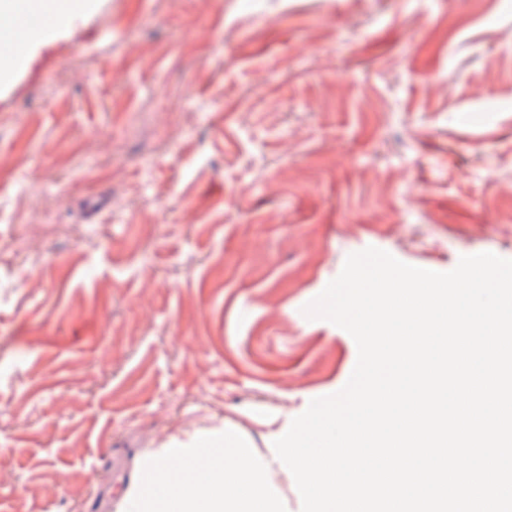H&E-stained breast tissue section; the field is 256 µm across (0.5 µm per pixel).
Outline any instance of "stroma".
<instances>
[{
  "label": "stroma",
  "mask_w": 512,
  "mask_h": 512,
  "mask_svg": "<svg viewBox=\"0 0 512 512\" xmlns=\"http://www.w3.org/2000/svg\"><path fill=\"white\" fill-rule=\"evenodd\" d=\"M0 87V512H124L147 462L273 443L373 246L512 259V0H98Z\"/></svg>",
  "instance_id": "35a3bbf8"
}]
</instances>
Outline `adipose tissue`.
I'll return each instance as SVG.
<instances>
[{"mask_svg": "<svg viewBox=\"0 0 512 512\" xmlns=\"http://www.w3.org/2000/svg\"><path fill=\"white\" fill-rule=\"evenodd\" d=\"M95 9L96 0H0L2 18L25 12L42 19L26 29L19 51L0 53V73L11 74L19 55L36 54ZM253 468L243 449L226 447L221 439L174 449L149 463L134 512H272L266 484L250 476Z\"/></svg>", "mask_w": 512, "mask_h": 512, "instance_id": "adipose-tissue-1", "label": "adipose tissue"}]
</instances>
